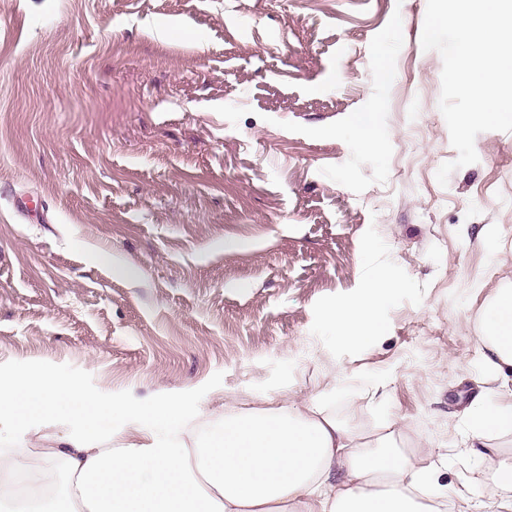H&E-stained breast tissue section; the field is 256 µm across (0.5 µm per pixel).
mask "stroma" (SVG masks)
Wrapping results in <instances>:
<instances>
[{"mask_svg":"<svg viewBox=\"0 0 512 512\" xmlns=\"http://www.w3.org/2000/svg\"><path fill=\"white\" fill-rule=\"evenodd\" d=\"M426 7L0 0V373L122 399L118 431L168 393L205 422L219 394L313 400L394 426L449 501L496 498L466 415L498 399L477 334L512 286V132L438 183L457 152ZM382 266L384 335L338 341L329 312ZM349 126L353 135L367 151H375L381 147L382 141L377 133L372 112L354 113L349 119Z\"/></svg>","mask_w":512,"mask_h":512,"instance_id":"1","label":"stroma"}]
</instances>
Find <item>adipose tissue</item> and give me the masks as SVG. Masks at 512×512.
Wrapping results in <instances>:
<instances>
[{
    "label": "adipose tissue",
    "instance_id": "obj_1",
    "mask_svg": "<svg viewBox=\"0 0 512 512\" xmlns=\"http://www.w3.org/2000/svg\"><path fill=\"white\" fill-rule=\"evenodd\" d=\"M395 281L378 268L357 299L333 309L336 335L355 342L383 333L376 302ZM479 341L486 369L506 384L497 406L473 404L468 428L478 475L501 485L488 512H512V456L489 446L512 431V288H497L483 306ZM119 400L105 401L70 381L37 374H0V423L13 436L62 423L74 435L52 436L41 453L0 448V471L40 476L61 463L69 480L58 496L17 500L0 493V512H446L433 487L434 469L395 448L393 434L377 448L360 445L317 403L252 409L196 432L181 400L165 396L129 410L145 426L150 445L136 434L115 435L111 416Z\"/></svg>",
    "mask_w": 512,
    "mask_h": 512
}]
</instances>
